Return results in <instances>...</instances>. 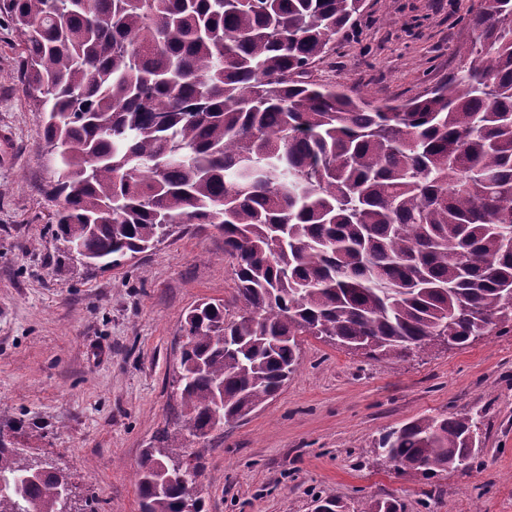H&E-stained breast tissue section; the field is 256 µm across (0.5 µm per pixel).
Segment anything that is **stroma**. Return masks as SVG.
<instances>
[{"label": "stroma", "mask_w": 512, "mask_h": 512, "mask_svg": "<svg viewBox=\"0 0 512 512\" xmlns=\"http://www.w3.org/2000/svg\"><path fill=\"white\" fill-rule=\"evenodd\" d=\"M478 0H366L313 80L402 101L444 81ZM16 33L0 11V126L15 164L0 168V427L14 447L69 474L74 512H141L135 471L180 406L171 386L186 312L233 301L224 236L190 226L120 266L68 259L50 217L56 161L20 82ZM297 372L263 407L187 443L206 512H351L371 497L413 512H512V332L374 361L311 336ZM477 412V460L431 478L372 451L421 416ZM93 507H86V500Z\"/></svg>", "instance_id": "stroma-1"}]
</instances>
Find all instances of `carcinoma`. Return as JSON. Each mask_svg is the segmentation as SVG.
Masks as SVG:
<instances>
[{
	"instance_id": "obj_1",
	"label": "carcinoma",
	"mask_w": 512,
	"mask_h": 512,
	"mask_svg": "<svg viewBox=\"0 0 512 512\" xmlns=\"http://www.w3.org/2000/svg\"><path fill=\"white\" fill-rule=\"evenodd\" d=\"M365 0H3L21 83L57 149L51 223L99 267L178 224L224 231L234 309L182 326L184 417L136 472L143 512H204L182 438L264 404L296 372L300 337L375 360L434 336L512 331V0H480L462 64L398 104L311 80ZM469 412L420 417L373 452L425 478L478 449ZM0 432V512H72L64 472L32 480ZM359 512H408L371 498Z\"/></svg>"
}]
</instances>
